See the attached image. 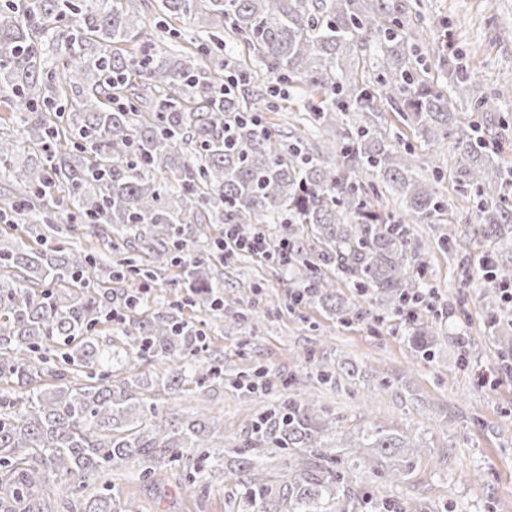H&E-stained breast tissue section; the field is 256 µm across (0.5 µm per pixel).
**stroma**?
<instances>
[{
    "mask_svg": "<svg viewBox=\"0 0 512 512\" xmlns=\"http://www.w3.org/2000/svg\"><path fill=\"white\" fill-rule=\"evenodd\" d=\"M428 42L416 54L437 91L449 90L448 70L467 69L476 96H485L502 80L512 79V0H393ZM144 21L142 37L154 43L187 45L198 25L183 19L157 27L155 13L135 0ZM300 94L285 111L266 113L267 123L287 135L321 144L326 135L303 119ZM494 121L485 137L502 166L512 165V99L493 104ZM359 121L384 134L402 133L419 160L435 158L443 174L436 188L446 206L431 224H416L412 234L425 251L424 281L432 305L425 321H440L442 338L431 356L414 355L403 316L383 310L368 297L338 284L346 302L363 309L359 323L340 322L316 302L290 307L287 270L256 256L235 254L215 260L216 277L229 297L269 310L270 319L224 334L222 323L194 307L188 319L208 327V351L224 368L237 371L261 365L268 391L243 402L239 392L219 381L203 388L184 386L165 395L180 412L203 402L224 426V445L237 447L250 418L287 398L301 399L298 383L318 365L354 364L357 377L317 390L319 403L350 437L377 423L415 434L421 450L410 480L394 485L358 470L352 496L338 501L339 512H381L384 502L416 495L449 512H512V324L495 326L482 298L474 257L497 249L480 235L477 200L455 183L456 153L450 144H431L406 132L389 106L362 113ZM471 339L460 348L458 336ZM120 495L136 500L141 512H230L234 484L210 477L204 463L194 470H168L122 482Z\"/></svg>",
    "mask_w": 512,
    "mask_h": 512,
    "instance_id": "stroma-1",
    "label": "stroma"
}]
</instances>
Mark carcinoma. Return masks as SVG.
I'll list each match as a JSON object with an SVG mask.
<instances>
[{
  "mask_svg": "<svg viewBox=\"0 0 512 512\" xmlns=\"http://www.w3.org/2000/svg\"><path fill=\"white\" fill-rule=\"evenodd\" d=\"M154 10L197 20L202 54L224 45L229 24L259 71L239 66L224 80L197 66L198 56L154 44L126 54L123 45L137 41L142 26L126 0H0V103L16 106L12 130L0 131V174L13 185L0 219L15 231L0 238V512H140L134 500L116 499L112 476L171 469L213 447L220 423L152 398L137 374L147 363L155 386L169 393L215 379L247 397L267 389L260 366L227 376L221 358H201L207 335L184 307L233 304L213 282V265L185 262L190 294L166 309L143 308L134 285L187 247L184 226L234 224L250 239L264 224L288 225L292 281L343 322L364 315L344 303L338 279L399 314L426 295V263L409 225L442 210L439 168L429 160L433 177L421 175L400 136L361 124H345L322 150L284 139L258 113L280 111L286 96L248 89L257 75L320 95L304 110L322 130L336 126V113L371 112L383 98L418 136L450 142L458 190L478 199L480 234L512 249V167L492 164L481 127L456 119L448 98L413 70L404 45L415 34L393 5L155 0ZM360 45L374 72L361 85L349 77ZM449 78L453 94L466 97L468 74L455 68ZM388 198L403 203L408 220L394 219ZM66 218L95 227L117 257L107 281L89 275L84 251L27 238L29 225L57 234L55 221ZM114 282L132 297V348L97 339V326L112 318L105 287ZM409 330L413 351L431 355L438 328L413 318ZM178 359L179 368H168ZM335 381L323 365L308 385ZM419 447L414 436L379 424L345 440L310 396L258 415L230 460L207 458L214 477L238 487L237 512H335L360 466L404 483ZM281 448L291 449L283 481L266 468ZM390 509L439 512L417 497Z\"/></svg>",
  "mask_w": 512,
  "mask_h": 512,
  "instance_id": "cac0c4a2",
  "label": "carcinoma"
}]
</instances>
